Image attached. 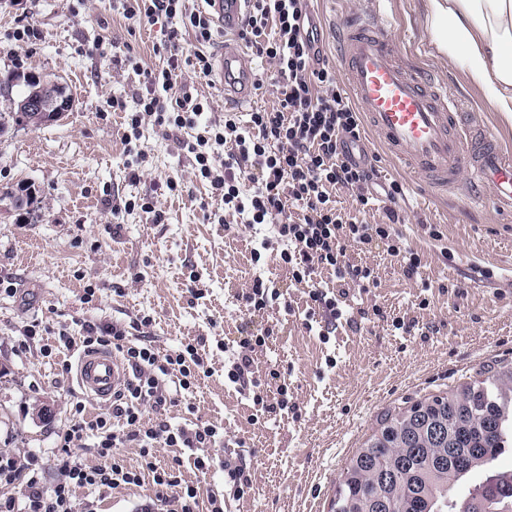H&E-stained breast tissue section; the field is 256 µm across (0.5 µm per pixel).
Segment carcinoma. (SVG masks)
Here are the masks:
<instances>
[{"instance_id":"1","label":"carcinoma","mask_w":512,"mask_h":512,"mask_svg":"<svg viewBox=\"0 0 512 512\" xmlns=\"http://www.w3.org/2000/svg\"><path fill=\"white\" fill-rule=\"evenodd\" d=\"M512 447V370L449 396L389 411L351 459L332 512H512V471L456 494L461 481ZM464 448L462 461L448 449Z\"/></svg>"}]
</instances>
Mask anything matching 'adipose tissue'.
<instances>
[{"label": "adipose tissue", "instance_id": "adipose-tissue-1", "mask_svg": "<svg viewBox=\"0 0 512 512\" xmlns=\"http://www.w3.org/2000/svg\"><path fill=\"white\" fill-rule=\"evenodd\" d=\"M437 48L512 123V0H427Z\"/></svg>", "mask_w": 512, "mask_h": 512}]
</instances>
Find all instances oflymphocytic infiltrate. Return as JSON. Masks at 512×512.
Instances as JSON below:
<instances>
[{"label":"lymphocytic infiltrate","instance_id":"lymphocytic-infiltrate-1","mask_svg":"<svg viewBox=\"0 0 512 512\" xmlns=\"http://www.w3.org/2000/svg\"><path fill=\"white\" fill-rule=\"evenodd\" d=\"M183 2L122 0V9L126 19L136 22L153 20L160 13L181 17L198 44L209 43L210 19L184 13ZM239 37L258 59L268 62V69L259 70L256 85L274 86L278 104L250 113L244 123L225 115L222 124L206 127L204 134L186 143L194 158L195 177L209 181L222 196L225 211L238 215L242 223L271 227L275 240L283 245L279 257L295 282L311 280L319 268L331 271L341 283L373 281L369 266L347 262L346 246L376 240L385 244L390 256L400 258L405 276L417 274L421 260L405 247L396 228V212H388L386 223L369 224L337 208L332 196L339 186L355 190L359 207L367 208L371 197L366 188L374 169L354 161L347 150L348 143L360 139L362 119L320 57L318 32L310 24V0H250ZM131 67L142 72L147 82L134 112H127L121 97L107 102L112 110L126 111L131 131H138L148 118L166 131L197 125L206 104L191 94H176L175 87L185 69L209 73L210 60L204 53L187 58L173 53L165 66L149 71L136 60ZM219 146L224 149L220 157L215 154ZM219 159L224 162L220 169L215 166ZM245 178L252 183L247 191L241 188ZM83 331L84 348L114 350L132 376L110 412L90 421L73 416L59 435L60 478L55 485L45 486L28 458L0 459V476L9 481L18 474L24 477L18 495L0 500V512H81L77 489H129L141 486L147 477L152 480L154 500L173 503L172 512H224L223 500L212 496L200 502L197 487L183 483L180 459L160 466L152 455L159 442L170 448L202 449L223 438L220 427L204 423L174 428L144 416L145 408L160 410L171 404L166 377H177L182 390L192 391L204 370L197 347L183 343L162 354L150 336H130L118 323H87ZM272 335L268 329L241 337L224 366L225 382L270 417L288 408V380L276 369L256 376L253 364L255 353ZM126 446L138 448L141 468L128 466L121 457L119 450ZM88 454L95 457V465L85 463Z\"/></svg>","mask_w":512,"mask_h":512}]
</instances>
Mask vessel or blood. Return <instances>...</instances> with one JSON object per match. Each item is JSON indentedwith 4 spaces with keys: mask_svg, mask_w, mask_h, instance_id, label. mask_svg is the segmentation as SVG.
<instances>
[{
    "mask_svg": "<svg viewBox=\"0 0 512 512\" xmlns=\"http://www.w3.org/2000/svg\"><path fill=\"white\" fill-rule=\"evenodd\" d=\"M208 15L224 31L212 76L228 105L252 99L255 73L233 35L244 20L246 0H206ZM338 58L351 96L386 152L407 165L438 197L469 196L471 187L499 212L512 214V155L478 120H462L446 89L422 77L401 55L391 26L377 12L358 11L336 29ZM76 380L98 402L114 397L128 380L120 358L87 350L76 362Z\"/></svg>",
    "mask_w": 512,
    "mask_h": 512,
    "instance_id": "obj_1",
    "label": "vessel or blood"
}]
</instances>
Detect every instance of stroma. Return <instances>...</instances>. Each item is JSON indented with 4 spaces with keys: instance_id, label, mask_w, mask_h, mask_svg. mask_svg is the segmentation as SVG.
I'll list each match as a JSON object with an SVG mask.
<instances>
[{
    "instance_id": "1",
    "label": "stroma",
    "mask_w": 512,
    "mask_h": 512,
    "mask_svg": "<svg viewBox=\"0 0 512 512\" xmlns=\"http://www.w3.org/2000/svg\"><path fill=\"white\" fill-rule=\"evenodd\" d=\"M357 8L379 10L404 57L444 83L512 151V125L486 110L479 90L433 42L426 0H313L318 47L329 65L337 63L336 20ZM27 25L33 36L15 41L13 32ZM100 39L111 41V52L91 54ZM173 43L186 54L197 48L179 18L134 24L119 0H0V79H49L74 100L57 120L0 128V456L33 455L45 485H54L59 475L51 451L74 405H84L88 420L107 410L86 397L74 372L62 371L61 360L75 362L82 347L58 351V335L82 336L88 322L129 326L145 314L160 350L193 343L210 370L189 397L150 411V418L223 427L222 443L208 455L239 457L250 469V492L227 499L224 512H331L345 467L386 411L512 368V217L457 196L435 199L369 137L374 187L400 182L403 199L380 197L365 212L350 189H336V200L370 224L399 209L398 230L421 259L418 274L404 276L384 248L350 246L348 260L374 270L368 290L337 282L325 270L292 282L278 250L252 259L267 227L240 224L210 183L195 178L181 144L194 140L196 130L171 135L144 123L139 143L146 157L128 163L124 112L106 102L118 95L134 108L144 78L127 66V57L156 68ZM181 84L209 105L200 126L223 122L228 107L209 78L188 71ZM170 178L176 190L167 188ZM23 186L32 199L18 210L6 195ZM116 198L135 201L134 210L113 213ZM142 200L150 209L139 208ZM258 276L287 290L290 309L252 316L241 308L242 294ZM315 286L344 300L347 319L326 341L304 325ZM195 287L201 296L192 295ZM88 288L95 297L87 304ZM270 325L275 337L256 353L254 367L286 372L297 406L276 418L259 415L224 381V347L242 331ZM45 405L50 411L43 416ZM176 456L184 479L202 496L223 495V472L198 471L193 451L154 450L162 465ZM151 494L146 484L106 493L81 488L76 496L92 502L95 512H133Z\"/></svg>"
}]
</instances>
